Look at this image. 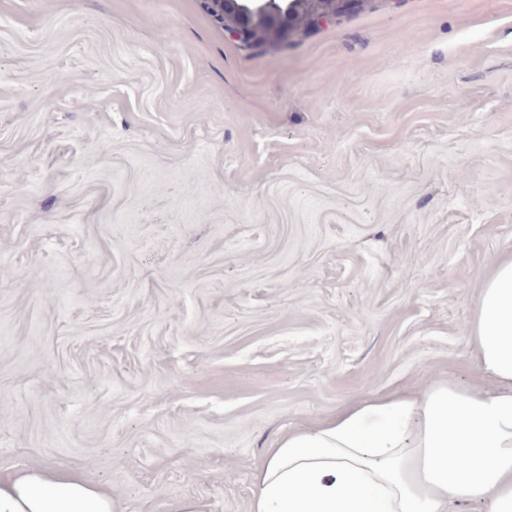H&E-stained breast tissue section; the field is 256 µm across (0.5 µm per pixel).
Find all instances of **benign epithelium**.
I'll return each instance as SVG.
<instances>
[{
    "mask_svg": "<svg viewBox=\"0 0 512 512\" xmlns=\"http://www.w3.org/2000/svg\"><path fill=\"white\" fill-rule=\"evenodd\" d=\"M212 16L224 30L243 42L265 32L282 39L291 32L295 17L307 7L317 19L336 15L337 0H205Z\"/></svg>",
    "mask_w": 512,
    "mask_h": 512,
    "instance_id": "obj_1",
    "label": "benign epithelium"
}]
</instances>
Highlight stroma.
<instances>
[{"label":"stroma","instance_id":"1","mask_svg":"<svg viewBox=\"0 0 512 512\" xmlns=\"http://www.w3.org/2000/svg\"><path fill=\"white\" fill-rule=\"evenodd\" d=\"M512 0L253 48L201 0H0V472L248 512L281 433L479 376Z\"/></svg>","mask_w":512,"mask_h":512}]
</instances>
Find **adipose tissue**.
Masks as SVG:
<instances>
[{
  "instance_id": "1",
  "label": "adipose tissue",
  "mask_w": 512,
  "mask_h": 512,
  "mask_svg": "<svg viewBox=\"0 0 512 512\" xmlns=\"http://www.w3.org/2000/svg\"><path fill=\"white\" fill-rule=\"evenodd\" d=\"M468 341L490 387L439 381L290 429L256 468L250 512H512V252L484 281ZM0 512L120 509L75 474L24 468L0 474Z\"/></svg>"
}]
</instances>
